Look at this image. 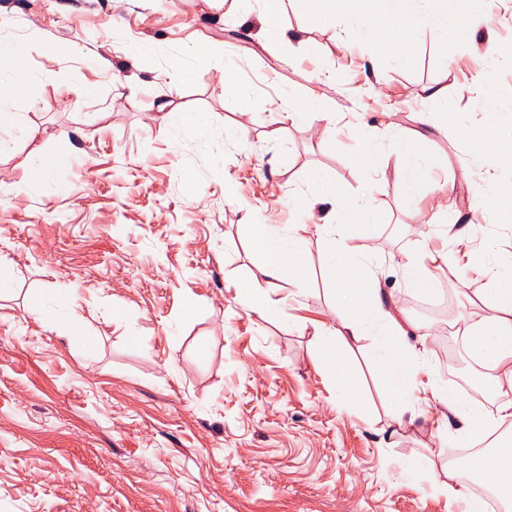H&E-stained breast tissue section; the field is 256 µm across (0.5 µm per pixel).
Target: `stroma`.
<instances>
[{
	"instance_id": "1",
	"label": "stroma",
	"mask_w": 512,
	"mask_h": 512,
	"mask_svg": "<svg viewBox=\"0 0 512 512\" xmlns=\"http://www.w3.org/2000/svg\"><path fill=\"white\" fill-rule=\"evenodd\" d=\"M357 28L342 20L334 41L316 15L292 11L276 45L257 15L221 0H0V35L43 81L36 105L0 90V108L35 130L29 141L0 131V178L24 183L38 151L78 158L57 181L0 195V266L13 280L0 299V512H462L438 490L447 440L383 437L397 404L366 357L370 338L348 350L370 415L317 370L316 329L334 319L316 227L336 209L295 198L325 171L377 207L365 249L378 287L424 334L440 386L495 406L469 384L481 368L456 321L479 313L496 257L512 252V164L473 135L490 121L512 136V0H495L463 42L422 28L401 61L348 48ZM195 46L206 65L187 57ZM228 67L248 97L226 84ZM178 68L190 75L175 82ZM88 82L95 96L77 97ZM170 108L206 113L204 133L183 135ZM303 108L331 118L286 120ZM397 132L447 160L429 178L444 185L449 223H473L469 240L436 237L426 203L402 193L396 155L378 174L358 170L364 149L387 151ZM248 219L306 227L305 279L272 285L275 317L238 294L260 261ZM426 235L454 264L415 290L403 264ZM35 290L70 301L92 352L26 311ZM410 458L434 480L407 476Z\"/></svg>"
}]
</instances>
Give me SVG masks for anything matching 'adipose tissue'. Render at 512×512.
<instances>
[{
  "label": "adipose tissue",
  "instance_id": "ef3b65f1",
  "mask_svg": "<svg viewBox=\"0 0 512 512\" xmlns=\"http://www.w3.org/2000/svg\"><path fill=\"white\" fill-rule=\"evenodd\" d=\"M463 2L464 12L457 13L449 10L448 0H303L305 7L322 16L323 31H336L338 20L354 18L365 40L393 51L400 50L428 24L437 26L446 38L467 34L472 21L485 18V0ZM2 86L33 103L42 99L39 73L26 66L19 44L4 37H0ZM393 149L400 160L398 177L404 194L411 199H432L435 215H447L441 187L427 179L428 171L445 168V161L438 157L420 159L416 142L405 136L394 142ZM308 192L336 203L335 223L317 228L336 314L335 325L316 331L321 346L319 369L334 377L350 403L361 405L359 389L350 384L351 364L344 350L350 341L372 336L369 356L398 402L393 425L401 431L435 429L456 448L491 438L492 451L476 456L473 469L491 477L496 489L512 498V433L503 428L504 423H512V256L498 258L492 286L480 299L481 314L463 322L462 335L482 367L476 382L490 384L499 398L495 407L476 406L438 385L425 365L426 349L410 341L415 324L393 297L385 296L375 285L361 245L371 237L373 225L359 217V205L348 200L334 178L322 173L312 176ZM244 232L260 262L250 279L240 285L239 294L250 310L276 315L277 305L265 285L301 274L305 250L300 227L251 220ZM434 402L442 407L435 417L429 412Z\"/></svg>",
  "mask_w": 512,
  "mask_h": 512
}]
</instances>
